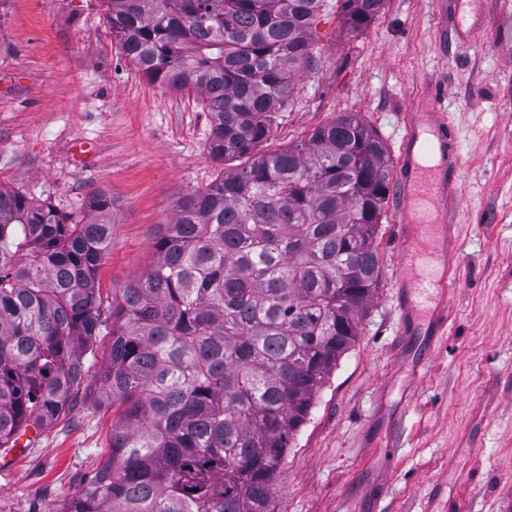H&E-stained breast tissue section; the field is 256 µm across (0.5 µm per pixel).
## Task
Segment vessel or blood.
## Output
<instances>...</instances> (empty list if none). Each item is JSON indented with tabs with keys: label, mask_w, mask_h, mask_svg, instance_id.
<instances>
[{
	"label": "vessel or blood",
	"mask_w": 512,
	"mask_h": 512,
	"mask_svg": "<svg viewBox=\"0 0 512 512\" xmlns=\"http://www.w3.org/2000/svg\"><path fill=\"white\" fill-rule=\"evenodd\" d=\"M458 159V138L447 113L417 107L405 114L395 173L401 269L395 300L401 334L424 337L428 351L448 329L455 287L449 259L457 247ZM41 433L36 425L17 431L0 455L23 457Z\"/></svg>",
	"instance_id": "vessel-or-blood-1"
}]
</instances>
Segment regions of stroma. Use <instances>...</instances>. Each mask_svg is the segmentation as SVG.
I'll use <instances>...</instances> for the list:
<instances>
[{
    "instance_id": "obj_1",
    "label": "stroma",
    "mask_w": 512,
    "mask_h": 512,
    "mask_svg": "<svg viewBox=\"0 0 512 512\" xmlns=\"http://www.w3.org/2000/svg\"><path fill=\"white\" fill-rule=\"evenodd\" d=\"M102 0H0V185L72 220L95 189L112 196L104 307L145 273L178 201L235 161L207 149L200 99L149 83L110 34ZM482 26L461 41L435 0H385L356 34L326 0L314 63L299 75L267 152L359 113L397 160L402 115L447 113L460 137L457 285L448 332L420 379L403 363L394 208L377 239L380 280L361 336L318 393L274 485L276 512H512V0H479ZM78 141L95 144L85 162ZM411 406L388 462L379 436ZM112 411L87 400L48 423L30 452L0 466V512H58L110 452Z\"/></svg>"
}]
</instances>
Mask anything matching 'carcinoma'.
Segmentation results:
<instances>
[{
  "label": "carcinoma",
  "mask_w": 512,
  "mask_h": 512,
  "mask_svg": "<svg viewBox=\"0 0 512 512\" xmlns=\"http://www.w3.org/2000/svg\"><path fill=\"white\" fill-rule=\"evenodd\" d=\"M324 0H104L139 72L202 98L213 159L238 170L179 200L154 261L103 316L112 196L79 222L0 185V448L94 387L111 452L58 512H275L290 440L357 342L380 277L387 148L349 113L276 152ZM367 27L384 0H338ZM112 323L108 357L84 355Z\"/></svg>",
  "instance_id": "carcinoma-1"
}]
</instances>
